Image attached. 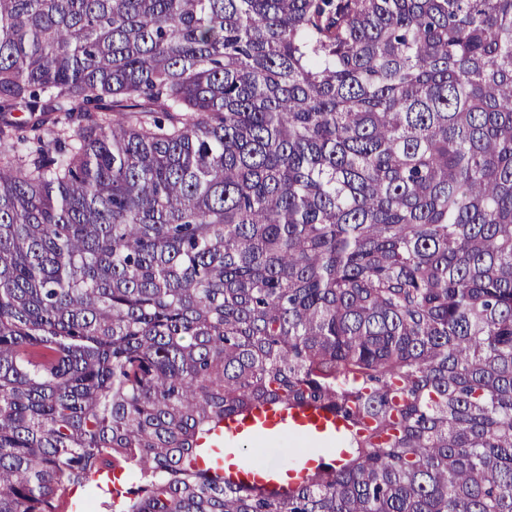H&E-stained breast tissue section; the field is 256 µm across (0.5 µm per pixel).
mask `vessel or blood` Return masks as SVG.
<instances>
[{
	"label": "vessel or blood",
	"mask_w": 512,
	"mask_h": 512,
	"mask_svg": "<svg viewBox=\"0 0 512 512\" xmlns=\"http://www.w3.org/2000/svg\"><path fill=\"white\" fill-rule=\"evenodd\" d=\"M221 443L227 453L217 475L228 484L254 487L267 494L287 490L290 478L305 479L320 464L319 455H296L289 460L267 459L259 463L237 455L239 445L256 438L272 439L296 431L325 438L350 430L349 421L316 405L262 407L233 420L220 422Z\"/></svg>",
	"instance_id": "1"
}]
</instances>
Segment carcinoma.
I'll use <instances>...</instances> for the list:
<instances>
[{"label":"carcinoma","instance_id":"obj_1","mask_svg":"<svg viewBox=\"0 0 512 512\" xmlns=\"http://www.w3.org/2000/svg\"><path fill=\"white\" fill-rule=\"evenodd\" d=\"M263 404L349 458L224 487L198 441ZM110 471L108 512H512V0H0V512Z\"/></svg>","mask_w":512,"mask_h":512}]
</instances>
